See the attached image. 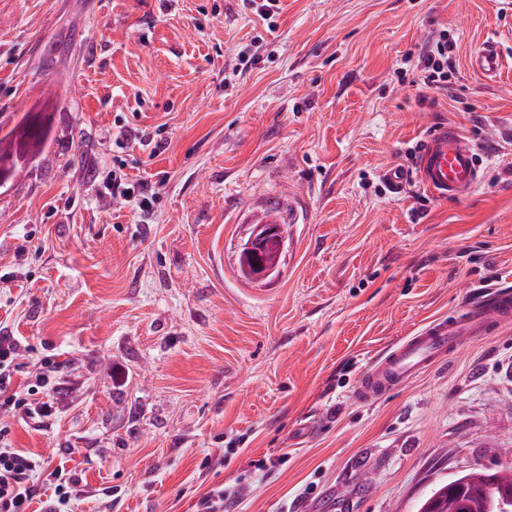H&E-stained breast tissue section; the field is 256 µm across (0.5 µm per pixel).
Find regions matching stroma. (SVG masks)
<instances>
[{"label": "stroma", "instance_id": "stroma-1", "mask_svg": "<svg viewBox=\"0 0 512 512\" xmlns=\"http://www.w3.org/2000/svg\"><path fill=\"white\" fill-rule=\"evenodd\" d=\"M275 23L241 0H0V130L52 117L0 189L13 386L49 364L57 408L12 421V444L41 458V492L75 475L67 512H197L238 483L230 512H417L438 482L512 460V324L357 395L393 344L512 286V12L280 0ZM437 29L457 41L449 97L394 76ZM490 40L494 79L469 63ZM445 123L478 147L462 201L409 155ZM118 167L155 186L148 215L107 193ZM290 197L279 274L243 280L254 217Z\"/></svg>", "mask_w": 512, "mask_h": 512}]
</instances>
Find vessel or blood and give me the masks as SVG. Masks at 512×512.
<instances>
[{"mask_svg": "<svg viewBox=\"0 0 512 512\" xmlns=\"http://www.w3.org/2000/svg\"><path fill=\"white\" fill-rule=\"evenodd\" d=\"M503 65L500 51L492 42L470 59L471 68L488 78L495 76ZM419 178L437 198L454 201L469 197L479 180L474 143L454 126L438 128L421 152ZM510 320L512 291L490 288L479 304L424 326L375 360L359 384L358 394L368 399L391 390L436 366L450 348L466 339L489 335L499 324Z\"/></svg>", "mask_w": 512, "mask_h": 512, "instance_id": "obj_1", "label": "vessel or blood"}]
</instances>
